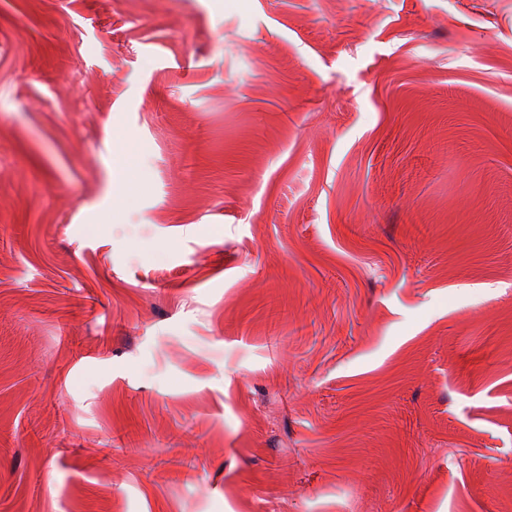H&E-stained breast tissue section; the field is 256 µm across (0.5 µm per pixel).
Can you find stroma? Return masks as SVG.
I'll return each instance as SVG.
<instances>
[{"label": "stroma", "instance_id": "obj_1", "mask_svg": "<svg viewBox=\"0 0 512 512\" xmlns=\"http://www.w3.org/2000/svg\"><path fill=\"white\" fill-rule=\"evenodd\" d=\"M0 512H512V0H0ZM132 143V135L122 133L115 138V155L122 162L125 171V184L116 191L115 198H125L130 188L134 186L139 178L138 169L131 159L129 146Z\"/></svg>", "mask_w": 512, "mask_h": 512}]
</instances>
